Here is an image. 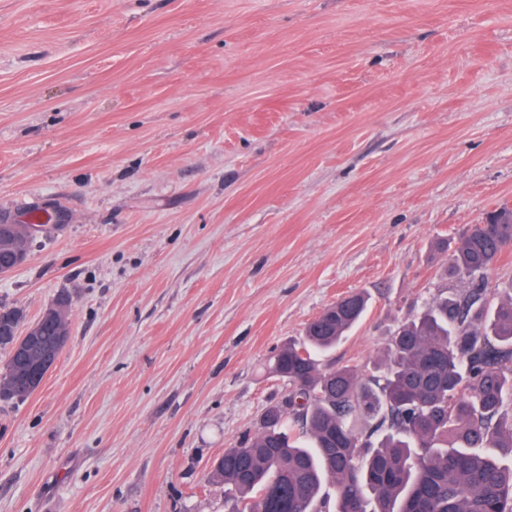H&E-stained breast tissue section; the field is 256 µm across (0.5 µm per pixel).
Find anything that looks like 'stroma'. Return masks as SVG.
Instances as JSON below:
<instances>
[{"mask_svg":"<svg viewBox=\"0 0 512 512\" xmlns=\"http://www.w3.org/2000/svg\"><path fill=\"white\" fill-rule=\"evenodd\" d=\"M504 206L512 0H0V213L53 215L0 305L72 297L0 512H226L269 358L362 291L324 362L373 373Z\"/></svg>","mask_w":512,"mask_h":512,"instance_id":"obj_1","label":"stroma"}]
</instances>
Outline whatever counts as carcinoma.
I'll return each mask as SVG.
<instances>
[{"instance_id": "cac0c4a2", "label": "carcinoma", "mask_w": 512, "mask_h": 512, "mask_svg": "<svg viewBox=\"0 0 512 512\" xmlns=\"http://www.w3.org/2000/svg\"><path fill=\"white\" fill-rule=\"evenodd\" d=\"M511 219L503 208L464 232L443 270L462 287L431 295L398 326L381 374L363 380L321 362L363 317L360 292L269 359L288 403L214 463L229 512H270L274 499L283 512H512V464L500 460L512 456V289L487 281ZM24 322L23 309L0 306V399H26L40 384L19 378Z\"/></svg>"}]
</instances>
